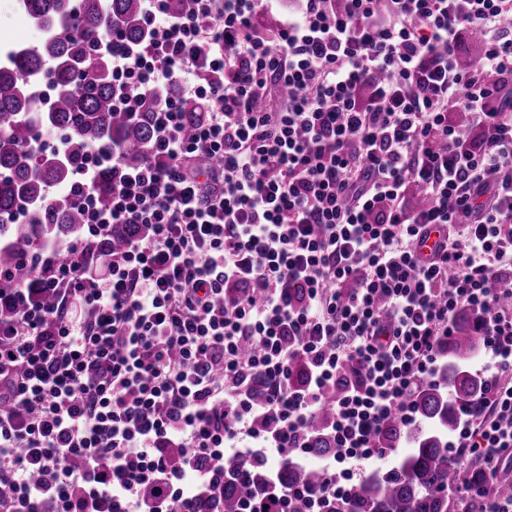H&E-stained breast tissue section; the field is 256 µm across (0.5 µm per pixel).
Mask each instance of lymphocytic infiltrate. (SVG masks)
I'll list each match as a JSON object with an SVG mask.
<instances>
[{
    "instance_id": "1",
    "label": "lymphocytic infiltrate",
    "mask_w": 512,
    "mask_h": 512,
    "mask_svg": "<svg viewBox=\"0 0 512 512\" xmlns=\"http://www.w3.org/2000/svg\"><path fill=\"white\" fill-rule=\"evenodd\" d=\"M145 2L148 42L106 46L125 111L132 86L162 100L149 154L113 157L105 203L85 164L75 200L149 232L105 278L59 265L53 305L0 290L26 299L0 324V512H192L225 462L310 457L327 406L324 512L416 426L463 312L488 363L450 453L483 467L456 488L512 512L487 492L512 464V0H303L271 35L273 0ZM329 417L330 411L327 407H324V409L316 415L311 423L312 430L316 435L314 443V457L316 458L330 454L334 450V448H332L329 434H327Z\"/></svg>"
}]
</instances>
